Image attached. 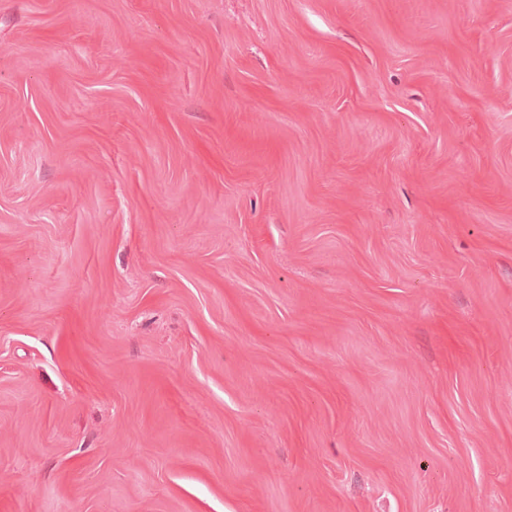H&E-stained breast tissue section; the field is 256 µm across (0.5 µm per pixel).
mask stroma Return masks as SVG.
I'll list each match as a JSON object with an SVG mask.
<instances>
[{
  "label": "stroma",
  "mask_w": 512,
  "mask_h": 512,
  "mask_svg": "<svg viewBox=\"0 0 512 512\" xmlns=\"http://www.w3.org/2000/svg\"><path fill=\"white\" fill-rule=\"evenodd\" d=\"M0 512H512V0H0Z\"/></svg>",
  "instance_id": "stroma-1"
}]
</instances>
